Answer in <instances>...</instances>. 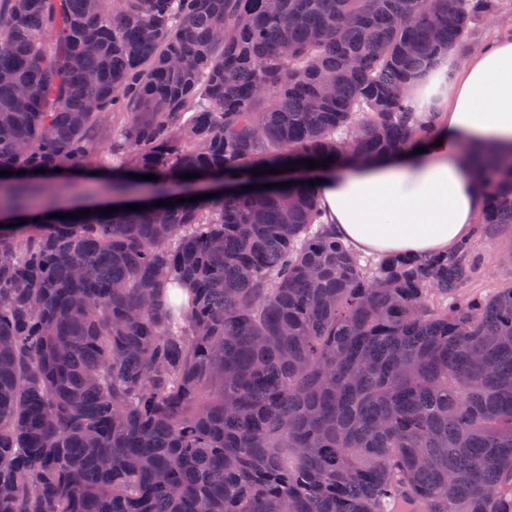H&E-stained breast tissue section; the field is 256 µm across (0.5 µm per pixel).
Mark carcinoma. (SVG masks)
I'll use <instances>...</instances> for the list:
<instances>
[{
	"label": "carcinoma",
	"instance_id": "carcinoma-1",
	"mask_svg": "<svg viewBox=\"0 0 512 512\" xmlns=\"http://www.w3.org/2000/svg\"><path fill=\"white\" fill-rule=\"evenodd\" d=\"M511 13L0 0V512H512V286L459 294L468 240L365 260L310 183L251 175L431 136L407 88ZM103 131L147 209L56 217ZM481 166L512 224V157ZM187 172L220 200L151 206Z\"/></svg>",
	"mask_w": 512,
	"mask_h": 512
}]
</instances>
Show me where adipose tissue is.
Instances as JSON below:
<instances>
[{
	"label": "adipose tissue",
	"mask_w": 512,
	"mask_h": 512,
	"mask_svg": "<svg viewBox=\"0 0 512 512\" xmlns=\"http://www.w3.org/2000/svg\"><path fill=\"white\" fill-rule=\"evenodd\" d=\"M410 94L436 113L441 146L304 172L316 183L331 230L353 249L386 255L453 251L473 234L485 206L475 154L488 146L512 153L511 38L482 46L460 68L438 59Z\"/></svg>",
	"instance_id": "obj_1"
}]
</instances>
